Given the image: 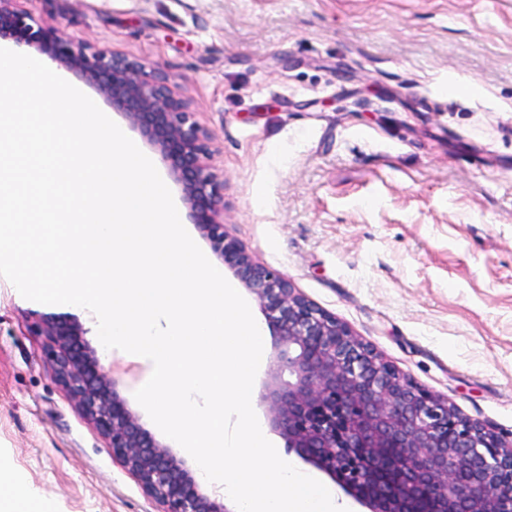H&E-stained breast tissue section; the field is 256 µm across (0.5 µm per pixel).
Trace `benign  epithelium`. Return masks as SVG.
Listing matches in <instances>:
<instances>
[{
    "mask_svg": "<svg viewBox=\"0 0 512 512\" xmlns=\"http://www.w3.org/2000/svg\"><path fill=\"white\" fill-rule=\"evenodd\" d=\"M17 2L0 0V39L34 48L112 101L169 162L188 217L215 259L258 300L279 348L260 405L288 452L367 512H421L424 501L437 512H512V441L414 386L224 231V182L212 164L209 135L159 67L76 44ZM41 330L55 381L163 512H232L203 493L191 471L141 425L79 324L46 317ZM389 469L393 482L384 479Z\"/></svg>",
    "mask_w": 512,
    "mask_h": 512,
    "instance_id": "benign-epithelium-1",
    "label": "benign epithelium"
}]
</instances>
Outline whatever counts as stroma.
I'll list each match as a JSON object with an SVG mask.
<instances>
[{"label": "stroma", "instance_id": "stroma-1", "mask_svg": "<svg viewBox=\"0 0 512 512\" xmlns=\"http://www.w3.org/2000/svg\"><path fill=\"white\" fill-rule=\"evenodd\" d=\"M155 63L210 136L226 233L421 388L512 439V0H21ZM475 80L480 93L460 86ZM153 162L166 161L93 88ZM0 277V468L53 512H162L53 378L42 317ZM136 401L148 358L106 364Z\"/></svg>", "mask_w": 512, "mask_h": 512}]
</instances>
